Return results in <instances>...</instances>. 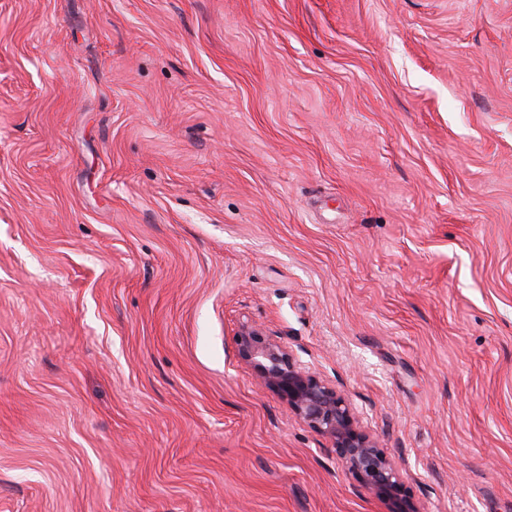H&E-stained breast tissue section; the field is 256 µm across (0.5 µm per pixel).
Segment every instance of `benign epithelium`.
I'll return each instance as SVG.
<instances>
[{
	"instance_id": "benign-epithelium-1",
	"label": "benign epithelium",
	"mask_w": 512,
	"mask_h": 512,
	"mask_svg": "<svg viewBox=\"0 0 512 512\" xmlns=\"http://www.w3.org/2000/svg\"><path fill=\"white\" fill-rule=\"evenodd\" d=\"M237 345L239 356L262 384L284 400L299 419L330 440L348 473L384 501L388 512H419L408 499L393 463L362 428L335 387L306 371L258 326L242 325Z\"/></svg>"
}]
</instances>
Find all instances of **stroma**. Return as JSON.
I'll list each match as a JSON object with an SVG mask.
<instances>
[{"label":"stroma","instance_id":"35a3bbf8","mask_svg":"<svg viewBox=\"0 0 512 512\" xmlns=\"http://www.w3.org/2000/svg\"><path fill=\"white\" fill-rule=\"evenodd\" d=\"M512 512V0H0V512ZM236 336L239 356L262 384L284 400L299 419L330 440L348 473L384 501L388 512H419L408 499L393 463L362 428L335 387L301 367L262 328L244 324Z\"/></svg>","mask_w":512,"mask_h":512}]
</instances>
